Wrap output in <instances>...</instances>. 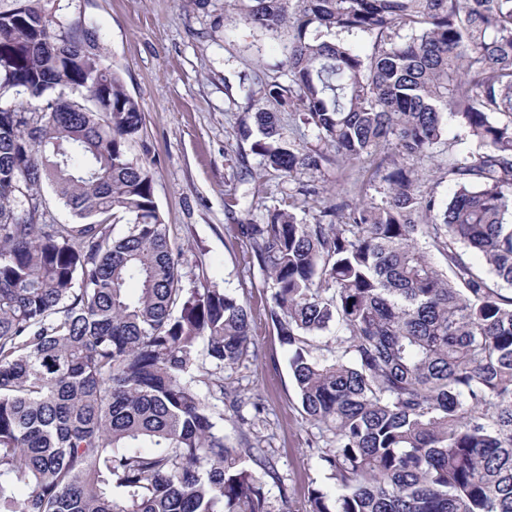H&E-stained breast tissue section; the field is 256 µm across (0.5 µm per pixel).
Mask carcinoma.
<instances>
[{
    "mask_svg": "<svg viewBox=\"0 0 512 512\" xmlns=\"http://www.w3.org/2000/svg\"><path fill=\"white\" fill-rule=\"evenodd\" d=\"M235 2L253 30L288 28L287 81L248 91L239 129L264 166L373 161L311 223L290 195L236 225L336 487L309 488L307 512H512V295L495 286H512V0ZM449 115L476 149L448 159L444 202L420 163L450 150ZM142 127L95 22L0 12V512H290L244 430L261 398L224 383L260 356L247 307L183 284L131 153ZM297 194L320 197L312 179ZM280 118L287 134L292 132L297 139L308 143V145L312 144L314 146L317 144L315 132L311 127L301 123L298 114H295V112H280Z\"/></svg>",
    "mask_w": 512,
    "mask_h": 512,
    "instance_id": "cac0c4a2",
    "label": "carcinoma"
}]
</instances>
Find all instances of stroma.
Masks as SVG:
<instances>
[{
	"instance_id": "35a3bbf8",
	"label": "stroma",
	"mask_w": 512,
	"mask_h": 512,
	"mask_svg": "<svg viewBox=\"0 0 512 512\" xmlns=\"http://www.w3.org/2000/svg\"><path fill=\"white\" fill-rule=\"evenodd\" d=\"M48 13L97 23L106 62L120 73L144 115L135 155L155 173V201L188 278L210 280L251 313L259 360L232 374L244 394H259L256 427L271 449L292 512H306L311 484L325 478L309 449L287 353L267 319L271 290L236 225L262 223L297 185L265 169L237 134L245 96L276 77L283 36L246 27L234 0H42Z\"/></svg>"
}]
</instances>
